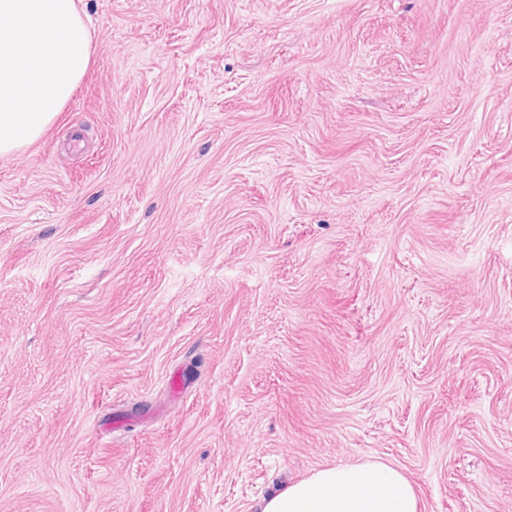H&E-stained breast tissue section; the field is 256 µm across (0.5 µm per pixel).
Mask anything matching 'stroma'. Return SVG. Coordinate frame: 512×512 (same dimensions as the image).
<instances>
[{
	"label": "stroma",
	"instance_id": "stroma-1",
	"mask_svg": "<svg viewBox=\"0 0 512 512\" xmlns=\"http://www.w3.org/2000/svg\"><path fill=\"white\" fill-rule=\"evenodd\" d=\"M81 5L90 70L0 157V512L367 457L512 512V0Z\"/></svg>",
	"mask_w": 512,
	"mask_h": 512
}]
</instances>
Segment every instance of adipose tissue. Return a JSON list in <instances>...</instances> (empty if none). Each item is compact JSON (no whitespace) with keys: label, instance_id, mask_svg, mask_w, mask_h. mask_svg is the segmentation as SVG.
I'll use <instances>...</instances> for the list:
<instances>
[{"label":"adipose tissue","instance_id":"1","mask_svg":"<svg viewBox=\"0 0 512 512\" xmlns=\"http://www.w3.org/2000/svg\"><path fill=\"white\" fill-rule=\"evenodd\" d=\"M413 482L395 466L367 459L319 468L285 484L257 512H421Z\"/></svg>","mask_w":512,"mask_h":512}]
</instances>
